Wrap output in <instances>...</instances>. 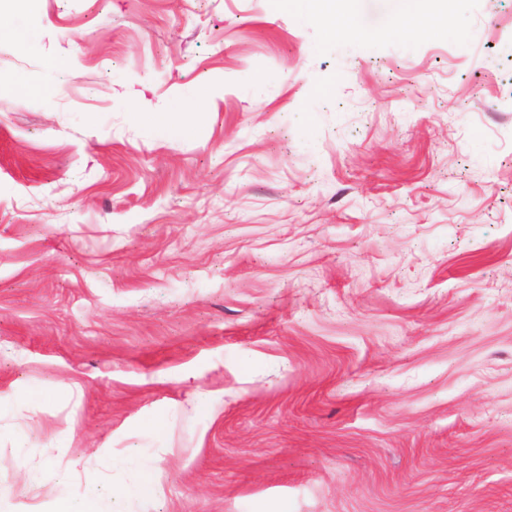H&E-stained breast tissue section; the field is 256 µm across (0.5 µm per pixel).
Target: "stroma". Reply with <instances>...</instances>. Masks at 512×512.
<instances>
[{"instance_id": "35a3bbf8", "label": "stroma", "mask_w": 512, "mask_h": 512, "mask_svg": "<svg viewBox=\"0 0 512 512\" xmlns=\"http://www.w3.org/2000/svg\"><path fill=\"white\" fill-rule=\"evenodd\" d=\"M353 8L0 0V512H512V0ZM391 30L395 34L420 32L426 34L428 29L421 28L419 16L422 12V0H385ZM0 39H8L14 42L21 50H30L34 46L35 32L29 25L11 23L2 25L0 22Z\"/></svg>"}]
</instances>
